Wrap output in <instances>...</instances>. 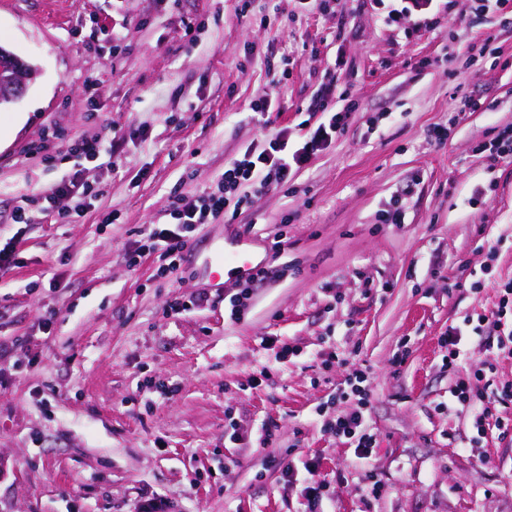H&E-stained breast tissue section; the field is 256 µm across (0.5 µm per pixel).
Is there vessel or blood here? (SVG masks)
<instances>
[{
    "label": "vessel or blood",
    "instance_id": "vessel-or-blood-1",
    "mask_svg": "<svg viewBox=\"0 0 512 512\" xmlns=\"http://www.w3.org/2000/svg\"><path fill=\"white\" fill-rule=\"evenodd\" d=\"M264 264V259L253 251L251 238L233 230L212 242L201 268L211 281L218 282L228 276L243 282Z\"/></svg>",
    "mask_w": 512,
    "mask_h": 512
}]
</instances>
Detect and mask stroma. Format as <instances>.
<instances>
[{"mask_svg":"<svg viewBox=\"0 0 512 512\" xmlns=\"http://www.w3.org/2000/svg\"><path fill=\"white\" fill-rule=\"evenodd\" d=\"M237 5L0 0V46L38 69L0 109V238L20 260L0 277V512L156 499L168 512H307L313 479L329 486L322 512H512V442L492 428L470 447L468 418L437 408L458 369L486 370L489 393L512 382L511 355L474 342L454 368L442 342L512 279V160L475 151L512 129V24L487 27L470 0L408 36L354 0L333 16L252 0L241 19ZM330 68L356 103L343 135L234 219L269 269L243 313L230 315L238 281L214 288L198 272L224 218L192 234L173 272L155 253L129 263L173 193L214 187L267 132H298ZM277 79L273 110L254 114ZM469 99L482 108L453 119ZM100 137L111 160L67 151ZM78 169L93 196L67 224L74 201L47 214L36 200ZM393 201L404 223H383ZM19 208L28 223H12ZM266 337L290 354L275 358ZM356 369L365 463L322 428Z\"/></svg>","mask_w":512,"mask_h":512,"instance_id":"1","label":"stroma"}]
</instances>
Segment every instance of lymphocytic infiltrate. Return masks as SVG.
Returning <instances> with one entry per match:
<instances>
[{
    "instance_id": "f902f5d3",
    "label": "lymphocytic infiltrate",
    "mask_w": 512,
    "mask_h": 512,
    "mask_svg": "<svg viewBox=\"0 0 512 512\" xmlns=\"http://www.w3.org/2000/svg\"><path fill=\"white\" fill-rule=\"evenodd\" d=\"M438 9L436 0H390L385 22L396 28H427L433 25ZM347 97V92L337 86L335 71H326L308 106L309 112L319 114V121L306 124L304 133L296 141L285 128L265 134L261 144L247 147L225 165L224 175L215 188L194 199L174 196L170 205L171 224H151L143 231L151 248L161 250L163 257L170 261H179L191 233L211 219L226 214L231 202L251 208L263 195L287 184L314 156L331 148L342 135L352 114L351 107L345 104ZM501 293L499 303L470 321L468 328H449L444 339L449 360L459 358L460 342L466 334L476 337L481 344L494 345L501 350L512 345L501 336L502 327L512 317V280L502 283ZM353 377L355 388L336 392L337 400H350V407L325 420L323 427L336 437L355 442L356 452L366 459L373 448V436L364 417L370 399L359 387L365 379L364 372L354 371ZM450 395L455 403L468 407L477 435H484L488 424L492 423L501 437H512V422L493 417L483 398L474 394L470 377L459 378Z\"/></svg>"
}]
</instances>
